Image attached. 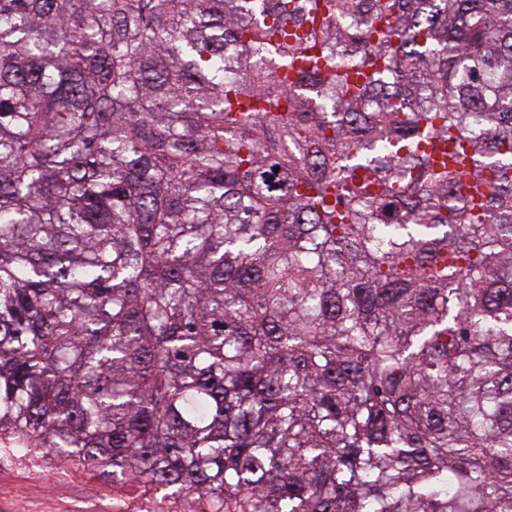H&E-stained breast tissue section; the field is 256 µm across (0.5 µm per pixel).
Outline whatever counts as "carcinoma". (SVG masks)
Instances as JSON below:
<instances>
[{
	"label": "carcinoma",
	"instance_id": "carcinoma-1",
	"mask_svg": "<svg viewBox=\"0 0 512 512\" xmlns=\"http://www.w3.org/2000/svg\"><path fill=\"white\" fill-rule=\"evenodd\" d=\"M0 447L512 512V0H0Z\"/></svg>",
	"mask_w": 512,
	"mask_h": 512
}]
</instances>
